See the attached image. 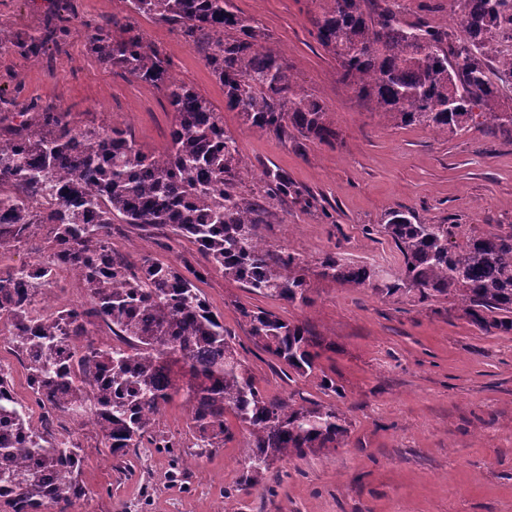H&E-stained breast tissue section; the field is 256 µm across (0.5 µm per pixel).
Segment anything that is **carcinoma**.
Returning <instances> with one entry per match:
<instances>
[{"label":"carcinoma","mask_w":512,"mask_h":512,"mask_svg":"<svg viewBox=\"0 0 512 512\" xmlns=\"http://www.w3.org/2000/svg\"><path fill=\"white\" fill-rule=\"evenodd\" d=\"M128 14L98 23L87 40L98 62L163 91L174 124L159 155L125 131L79 125L54 103L30 102L0 117V254L47 228L36 263L0 269V337L26 362L30 402L12 392L0 366V505L7 512H69L88 491L80 479L85 448L54 429L52 416L91 424L102 453L171 448L157 430L161 410L180 398L188 429L208 453L235 438L232 416L248 432L239 482H264L291 457L344 445L338 409L296 393L271 396L256 384L198 283L217 271L255 295L308 303L307 257L270 249L266 209L238 192L242 159L218 110L177 81L163 49L136 29V15L172 26L201 52L224 87L227 109L252 129L330 144L337 132L322 100L297 83L286 59L258 46L256 22L231 0H125ZM318 43L336 59L342 84L396 125L441 134L478 128L512 142V0H451L463 35L403 18V0H316ZM73 14L51 21L16 48L39 57ZM119 27L123 35L112 36ZM268 196L317 199L276 169L264 172ZM157 230L193 244L200 260L174 264L143 255L132 263L112 249V224ZM459 224H416L391 211L378 232L402 265L387 271L354 265L334 252L318 275L420 304L448 299L481 331L512 333V226L466 235ZM64 269L79 272L86 304L49 311L45 295ZM252 342L289 373L318 368L324 338L303 324L241 306ZM112 343L98 342L101 328Z\"/></svg>","instance_id":"1"}]
</instances>
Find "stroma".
<instances>
[{
  "instance_id": "obj_1",
  "label": "stroma",
  "mask_w": 512,
  "mask_h": 512,
  "mask_svg": "<svg viewBox=\"0 0 512 512\" xmlns=\"http://www.w3.org/2000/svg\"><path fill=\"white\" fill-rule=\"evenodd\" d=\"M232 6L256 21L260 45L283 54L298 82L321 98L339 139L299 146L248 128L225 109L224 89L202 55L168 25L138 18V29L169 57L173 76L220 108L243 161L240 192L262 194L265 169L279 168L321 204L310 211L292 199L268 201L263 229L273 250L308 258L307 305L251 294L214 271L200 288L261 390H296L335 405L351 423L349 435L341 448L276 462L266 484L240 491L245 432L199 454L183 402L158 416L159 429L180 443L175 454L142 448L107 458L95 449L92 427L73 422L69 428L87 450L81 479L88 497L71 512H227L238 502L243 512H512V333L486 334L445 300L420 304L338 285L314 265L332 251L350 263L398 269L400 253L376 230L391 210L425 224L512 225V142L477 128L445 136L399 127L373 111L340 82L335 58L314 38L313 0ZM56 10L50 0H0V38L27 34ZM0 98L59 104L83 125L130 132L149 154L164 151L174 122L162 93L100 65L76 31L36 60L0 51ZM112 246L133 261L197 257L188 242L163 248L125 224L113 225ZM242 305L325 337L329 347L316 372L285 376L277 359L253 344ZM325 377L339 394L323 393Z\"/></svg>"
}]
</instances>
